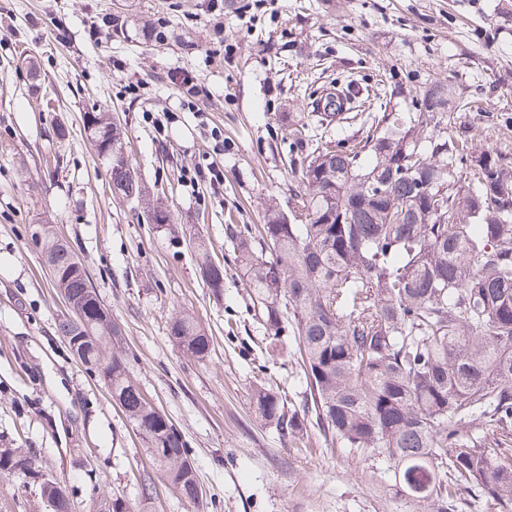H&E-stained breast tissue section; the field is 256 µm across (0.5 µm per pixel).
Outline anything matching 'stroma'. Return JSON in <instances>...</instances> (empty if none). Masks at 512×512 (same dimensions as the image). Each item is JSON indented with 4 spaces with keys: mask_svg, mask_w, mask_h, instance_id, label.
Listing matches in <instances>:
<instances>
[{
    "mask_svg": "<svg viewBox=\"0 0 512 512\" xmlns=\"http://www.w3.org/2000/svg\"><path fill=\"white\" fill-rule=\"evenodd\" d=\"M184 71L199 93L175 81ZM361 77L400 85L387 109L401 115L447 81L449 134L512 155V0H0V448L33 461L0 474V512H48L47 478L73 512L116 497L133 512H429L386 463L328 444L315 422L297 447L255 420L256 382L271 374L297 402L302 369L250 320L236 271L214 296L193 252L202 237L223 261L227 224L262 223L270 203L290 212L288 128L305 92ZM89 112L120 126L141 200L113 194ZM158 200L168 223L145 216ZM48 224L120 325L132 379L186 441L200 507L61 335ZM181 311L210 334L206 358L174 345Z\"/></svg>",
    "mask_w": 512,
    "mask_h": 512,
    "instance_id": "35a3bbf8",
    "label": "stroma"
}]
</instances>
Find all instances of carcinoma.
I'll list each match as a JSON object with an SVG mask.
<instances>
[{"mask_svg": "<svg viewBox=\"0 0 512 512\" xmlns=\"http://www.w3.org/2000/svg\"><path fill=\"white\" fill-rule=\"evenodd\" d=\"M415 103L416 119L369 112L356 135L333 140L330 127L349 119L344 100L316 98L291 151L301 163L292 215L305 223L270 203L264 223L226 225L224 266L204 282L220 295L234 267L265 340H288L300 356L309 394L297 406L255 386L250 406L261 423L295 443L314 416L325 440L390 464L395 486L432 512L475 490L512 512V157L477 155L444 135L445 102L422 93ZM85 125L120 186L119 129L102 112ZM44 246L95 340L68 318L59 332L69 347L87 346L89 370L112 346V399L167 482L199 505L187 445L170 438V420L131 379L120 326L97 316L102 299L58 241L47 236ZM170 332L183 354L207 357L210 336L191 314H176ZM23 459L0 448V472Z\"/></svg>", "mask_w": 512, "mask_h": 512, "instance_id": "1", "label": "carcinoma"}]
</instances>
